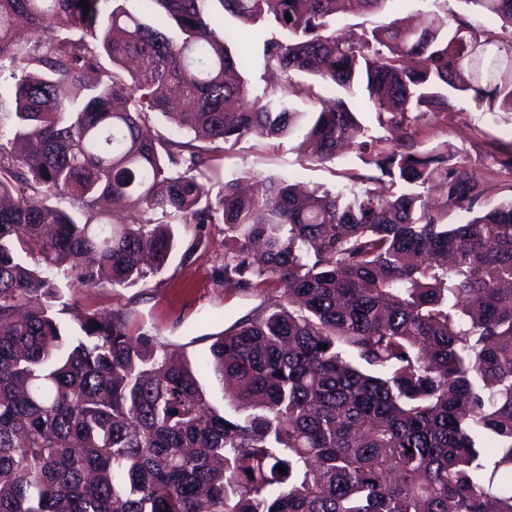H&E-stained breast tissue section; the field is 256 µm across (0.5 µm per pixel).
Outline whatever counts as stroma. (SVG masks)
<instances>
[{
  "instance_id": "1",
  "label": "stroma",
  "mask_w": 512,
  "mask_h": 512,
  "mask_svg": "<svg viewBox=\"0 0 512 512\" xmlns=\"http://www.w3.org/2000/svg\"><path fill=\"white\" fill-rule=\"evenodd\" d=\"M406 138L423 149L448 144L482 183L486 201L512 197V171L500 163L512 153V118L507 114L483 112L455 99L447 111L418 118L408 127ZM360 165V160L342 158L311 163L304 159L297 141L246 136L227 144L220 176L225 180L243 177L255 183L284 175L312 190L335 187L342 182L344 171ZM223 255L224 230L218 225L203 236L191 264L171 263L135 288H115L106 283L84 292L65 291L62 300L78 309L127 310L133 326L184 346L192 357L208 348L213 334L251 314L276 294L272 283L247 291L220 285L214 270Z\"/></svg>"
}]
</instances>
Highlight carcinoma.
<instances>
[{"label": "carcinoma", "mask_w": 512, "mask_h": 512, "mask_svg": "<svg viewBox=\"0 0 512 512\" xmlns=\"http://www.w3.org/2000/svg\"><path fill=\"white\" fill-rule=\"evenodd\" d=\"M143 2L0 0V512H512V198L479 206L464 164L399 136L451 98L512 115V0L345 32L404 0ZM246 135L363 167L246 195L216 165ZM217 224L224 287L280 295L195 361L125 310L64 328L62 289L136 287ZM248 52L251 58V65L246 71V78L249 80L253 95L259 94L264 83L260 76L263 72L262 41H253L248 45Z\"/></svg>", "instance_id": "carcinoma-1"}]
</instances>
